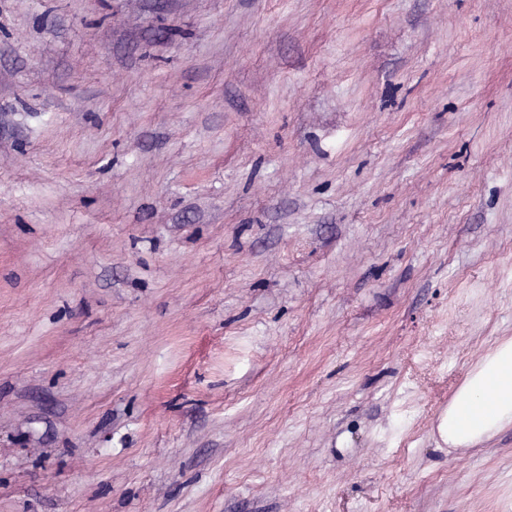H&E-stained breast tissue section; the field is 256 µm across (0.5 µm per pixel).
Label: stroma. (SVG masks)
Returning a JSON list of instances; mask_svg holds the SVG:
<instances>
[{
  "instance_id": "stroma-1",
  "label": "stroma",
  "mask_w": 512,
  "mask_h": 512,
  "mask_svg": "<svg viewBox=\"0 0 512 512\" xmlns=\"http://www.w3.org/2000/svg\"><path fill=\"white\" fill-rule=\"evenodd\" d=\"M507 338L512 0H0V512H512ZM512 427V339L498 343L465 377L439 424L451 447L469 448Z\"/></svg>"
}]
</instances>
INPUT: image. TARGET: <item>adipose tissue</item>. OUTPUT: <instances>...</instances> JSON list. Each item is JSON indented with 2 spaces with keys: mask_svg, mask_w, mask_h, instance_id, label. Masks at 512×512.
Wrapping results in <instances>:
<instances>
[{
  "mask_svg": "<svg viewBox=\"0 0 512 512\" xmlns=\"http://www.w3.org/2000/svg\"><path fill=\"white\" fill-rule=\"evenodd\" d=\"M512 427V339L498 343L465 377L442 415L449 446L469 448Z\"/></svg>",
  "mask_w": 512,
  "mask_h": 512,
  "instance_id": "ef3b65f1",
  "label": "adipose tissue"
}]
</instances>
